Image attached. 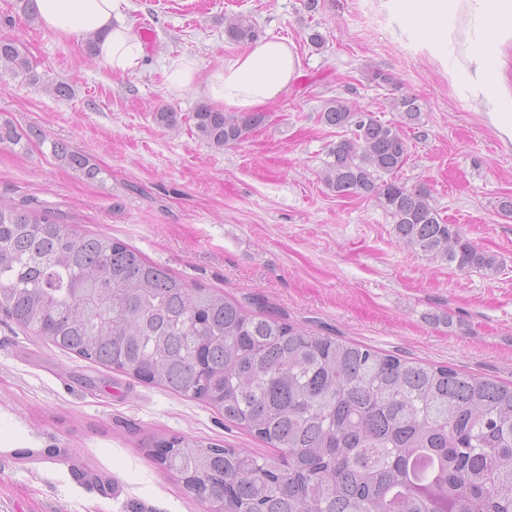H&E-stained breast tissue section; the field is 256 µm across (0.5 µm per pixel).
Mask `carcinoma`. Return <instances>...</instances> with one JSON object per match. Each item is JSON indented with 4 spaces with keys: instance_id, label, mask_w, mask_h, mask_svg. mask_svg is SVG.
Here are the masks:
<instances>
[{
    "instance_id": "cac0c4a2",
    "label": "carcinoma",
    "mask_w": 512,
    "mask_h": 512,
    "mask_svg": "<svg viewBox=\"0 0 512 512\" xmlns=\"http://www.w3.org/2000/svg\"><path fill=\"white\" fill-rule=\"evenodd\" d=\"M236 42L250 21L227 20ZM36 84L25 50L0 37V77ZM382 121L336 96L320 121L343 135L324 181L338 197L374 200L396 237L430 261L493 274L496 257L441 216L431 190L397 179L403 128H422L419 99L391 102ZM199 137L236 146L267 115L209 106L193 114ZM39 130L0 115V144L27 152ZM52 156L87 181L104 169L58 141ZM0 317L84 360L200 400L278 450L172 436L159 464L201 488L210 512H512V385L408 361L259 315L188 284L112 236L86 235L46 212L0 198Z\"/></svg>"
}]
</instances>
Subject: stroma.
<instances>
[{"mask_svg": "<svg viewBox=\"0 0 512 512\" xmlns=\"http://www.w3.org/2000/svg\"><path fill=\"white\" fill-rule=\"evenodd\" d=\"M122 0L131 28L148 23L138 70L117 74L83 42L28 21L0 0V36L23 45L39 83L0 77V114L41 130L105 171L90 182L49 146L0 144V198L105 233L264 316L368 345L409 361L512 383V145L486 117L466 71L464 16L430 25L406 0ZM252 20L282 38L298 76L265 107L245 142L217 150L192 115L205 97L170 95L169 60L202 71L242 51L224 19ZM326 38L313 48L309 29ZM388 73L380 86L374 72ZM67 82L72 95L47 90ZM417 96L424 134L411 138L398 177L426 184L444 217L495 256L497 273L462 272L399 243L375 201L339 198L323 181L335 129L325 100L341 96L384 121L391 98ZM179 124L160 126L158 108ZM174 435L266 456L273 449L205 403L62 351L0 321V512H207L151 455Z\"/></svg>", "mask_w": 512, "mask_h": 512, "instance_id": "obj_1", "label": "stroma"}]
</instances>
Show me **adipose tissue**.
Here are the masks:
<instances>
[{
    "mask_svg": "<svg viewBox=\"0 0 512 512\" xmlns=\"http://www.w3.org/2000/svg\"><path fill=\"white\" fill-rule=\"evenodd\" d=\"M45 28L62 38L95 35L96 58L113 72L138 69L144 50L119 12V0H37ZM416 18L431 23L447 13H463L481 26H506L512 35V0H416ZM299 61L288 45L277 39L226 58L198 82L200 65L193 59H173L164 68V82L178 95L193 86L213 104L228 112H252L274 102L296 76Z\"/></svg>",
    "mask_w": 512,
    "mask_h": 512,
    "instance_id": "1",
    "label": "adipose tissue"
}]
</instances>
